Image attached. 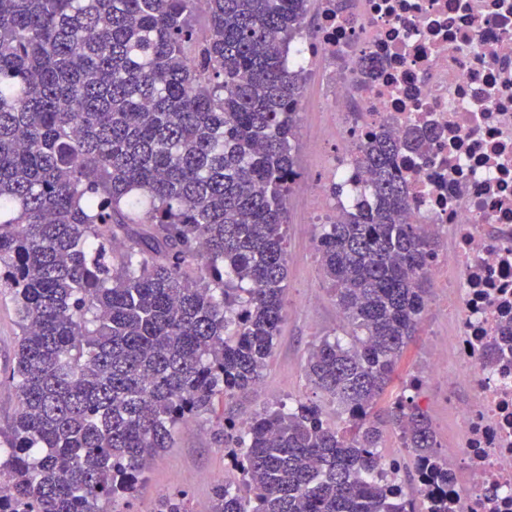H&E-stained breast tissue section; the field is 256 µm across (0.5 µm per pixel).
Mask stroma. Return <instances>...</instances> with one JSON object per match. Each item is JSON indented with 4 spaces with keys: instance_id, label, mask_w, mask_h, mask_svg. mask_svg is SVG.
<instances>
[{
    "instance_id": "35a3bbf8",
    "label": "stroma",
    "mask_w": 512,
    "mask_h": 512,
    "mask_svg": "<svg viewBox=\"0 0 512 512\" xmlns=\"http://www.w3.org/2000/svg\"><path fill=\"white\" fill-rule=\"evenodd\" d=\"M317 96L314 74L305 75L294 151L298 173L308 181L326 177L325 155L315 149L311 140L312 132L327 130L326 115L316 102ZM319 204L318 197L296 191L288 197L286 317L260 382L244 394L216 402L212 413L181 425L173 447L161 451L151 461L143 488L124 501V512H152L157 496L173 491L186 492L191 507L208 503L215 485L235 476L224 444L216 436L218 424L224 419L239 421L263 408L302 400L319 404L324 420L345 427V414L314 390L304 375L307 351L313 344L323 337L344 336L351 331L347 322L336 316V297L320 266L317 244L321 227L311 221ZM439 293V288H432L424 320L396 367L388 396L394 399L414 395L442 443L452 426L445 389L433 383L414 390L409 387L426 346L448 341L449 313L438 307Z\"/></svg>"
}]
</instances>
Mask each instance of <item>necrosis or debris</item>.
Segmentation results:
<instances>
[{
	"mask_svg": "<svg viewBox=\"0 0 512 512\" xmlns=\"http://www.w3.org/2000/svg\"><path fill=\"white\" fill-rule=\"evenodd\" d=\"M321 74L335 129L322 215L360 203L359 148L415 127L426 152L402 151L414 223L446 245L428 275L453 328L416 384L445 382L455 428L442 454L448 512H512V0H320L317 33L290 51Z\"/></svg>",
	"mask_w": 512,
	"mask_h": 512,
	"instance_id": "4bbe7bcc",
	"label": "necrosis or debris"
}]
</instances>
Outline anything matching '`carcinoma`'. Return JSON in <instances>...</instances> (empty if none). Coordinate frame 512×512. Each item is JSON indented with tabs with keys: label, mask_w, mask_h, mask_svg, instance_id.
<instances>
[{
	"label": "carcinoma",
	"mask_w": 512,
	"mask_h": 512,
	"mask_svg": "<svg viewBox=\"0 0 512 512\" xmlns=\"http://www.w3.org/2000/svg\"><path fill=\"white\" fill-rule=\"evenodd\" d=\"M206 6L208 26L193 16ZM311 0H0V288L18 333L0 427V512H122L147 463L215 400L254 387L284 322L287 198ZM414 128L360 149L369 203L323 225L324 278L356 335L308 352L349 416L281 404L222 429L237 483L206 512H418L372 478L403 430L448 512L432 422L384 410L418 334L437 242L395 159ZM154 512H192L183 492Z\"/></svg>",
	"instance_id": "cac0c4a2"
}]
</instances>
